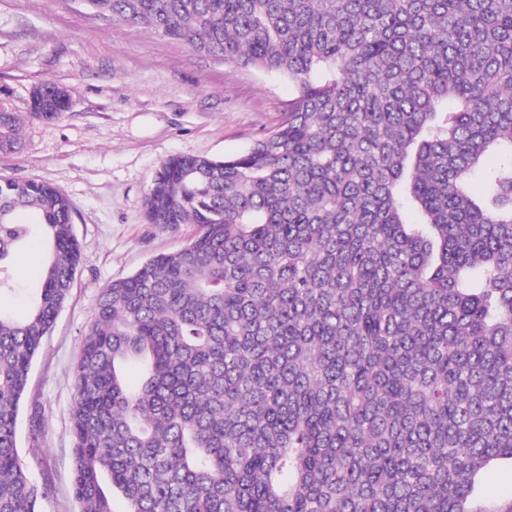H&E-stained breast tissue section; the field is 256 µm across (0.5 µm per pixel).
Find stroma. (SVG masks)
Instances as JSON below:
<instances>
[{
	"mask_svg": "<svg viewBox=\"0 0 512 512\" xmlns=\"http://www.w3.org/2000/svg\"><path fill=\"white\" fill-rule=\"evenodd\" d=\"M51 80L73 91L51 122L27 119L29 93ZM295 88L275 73L195 53L143 25L107 22L78 0H0V100L21 114V145L0 175L60 188L75 208L82 263L35 357L20 406L17 447L44 492L41 512H79L72 489L75 365L99 288L150 257L183 248L191 224L148 223L143 199L172 156L234 157L283 119ZM31 239L17 289L0 306L25 310L42 277Z\"/></svg>",
	"mask_w": 512,
	"mask_h": 512,
	"instance_id": "stroma-1",
	"label": "stroma"
}]
</instances>
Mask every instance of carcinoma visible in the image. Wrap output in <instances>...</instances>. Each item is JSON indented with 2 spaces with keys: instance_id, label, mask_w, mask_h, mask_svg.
<instances>
[{
  "instance_id": "carcinoma-1",
  "label": "carcinoma",
  "mask_w": 512,
  "mask_h": 512,
  "mask_svg": "<svg viewBox=\"0 0 512 512\" xmlns=\"http://www.w3.org/2000/svg\"><path fill=\"white\" fill-rule=\"evenodd\" d=\"M79 2L295 86L247 152L154 172L148 222L197 232L99 290L80 512H112L107 479L127 512H512L479 492L512 462V0ZM31 95L37 120L71 106L52 81ZM19 129L0 111L1 154ZM33 235L40 286L0 311V512H39L18 412L81 260L70 199L0 176V297Z\"/></svg>"
}]
</instances>
